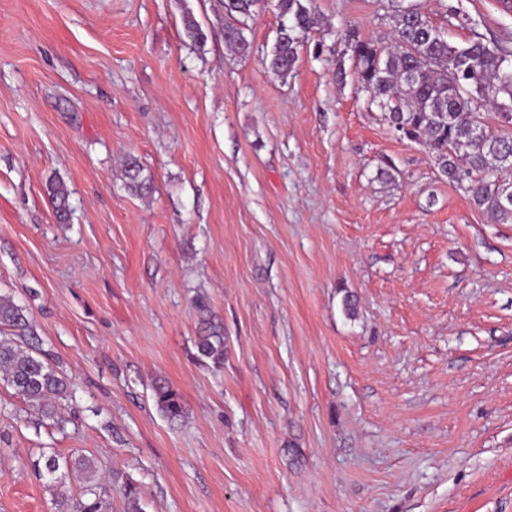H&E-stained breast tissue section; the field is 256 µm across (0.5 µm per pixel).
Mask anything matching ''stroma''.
<instances>
[{"instance_id":"stroma-1","label":"stroma","mask_w":512,"mask_h":512,"mask_svg":"<svg viewBox=\"0 0 512 512\" xmlns=\"http://www.w3.org/2000/svg\"><path fill=\"white\" fill-rule=\"evenodd\" d=\"M313 7L283 79L261 63L271 2L244 57L224 0H0V295L76 385L58 427L0 384V512L79 497L34 475L46 451L120 472L146 512H512V222L368 106L346 34L385 37L388 0ZM425 7L451 41L512 48L498 0ZM144 168L134 155L126 156L123 163V177L127 187L134 193L142 194L151 189L152 178L144 174ZM48 193L51 203L54 207L56 217L67 222L69 220L70 208L68 201V191L60 181L50 182ZM194 309L198 319L195 336L197 358L220 369L224 365V326L203 298L196 300ZM152 394L157 410L169 422H181L186 417L183 398L165 379H156L152 384Z\"/></svg>"}]
</instances>
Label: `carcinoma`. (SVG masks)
I'll use <instances>...</instances> for the list:
<instances>
[{
  "mask_svg": "<svg viewBox=\"0 0 512 512\" xmlns=\"http://www.w3.org/2000/svg\"><path fill=\"white\" fill-rule=\"evenodd\" d=\"M262 0H224V43L246 55L250 42L244 34L248 20L258 14ZM280 18L272 50L263 59L266 69L281 78L293 72L307 36L317 19L306 0H276ZM393 27L389 44L348 35L358 69L356 80L369 104H383V119L404 130L405 138L424 145L435 164L459 186L473 205L492 223L512 220V50L489 44L480 36L461 42L448 39L417 0H391ZM494 111L496 125L486 120ZM483 134L476 135V130ZM123 177L127 187L142 194L151 189L137 157L126 156ZM56 217L68 221V191L60 181L49 183ZM195 347L197 358L212 367L224 365V326L208 303L199 298ZM0 326L13 332L0 339V382L28 403L42 418L61 423L62 403L72 397L70 380L51 363L33 354L23 337L33 334L27 310L10 296H0ZM157 410L169 422L186 417L183 398L168 381L152 384ZM73 468L86 486L75 499L54 498L56 512H109L106 481L95 461L78 455L63 459L43 452L33 461L35 472L54 492L61 466ZM126 512H144L137 487L115 472Z\"/></svg>",
  "mask_w": 512,
  "mask_h": 512,
  "instance_id": "cac0c4a2",
  "label": "carcinoma"
}]
</instances>
